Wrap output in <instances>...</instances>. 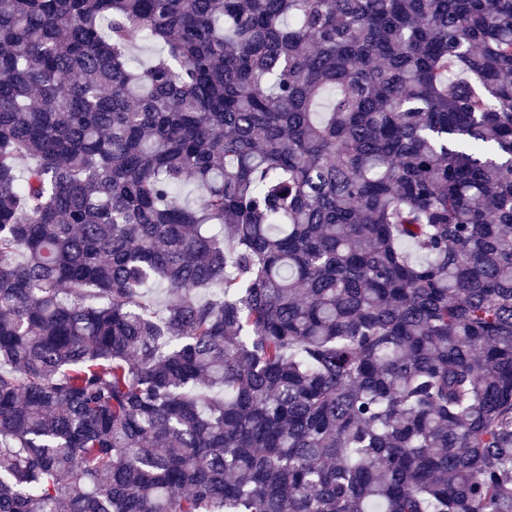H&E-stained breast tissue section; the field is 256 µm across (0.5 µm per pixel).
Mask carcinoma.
<instances>
[{"label": "carcinoma", "mask_w": 512, "mask_h": 512, "mask_svg": "<svg viewBox=\"0 0 512 512\" xmlns=\"http://www.w3.org/2000/svg\"><path fill=\"white\" fill-rule=\"evenodd\" d=\"M0 512H512V0H0Z\"/></svg>", "instance_id": "1"}]
</instances>
